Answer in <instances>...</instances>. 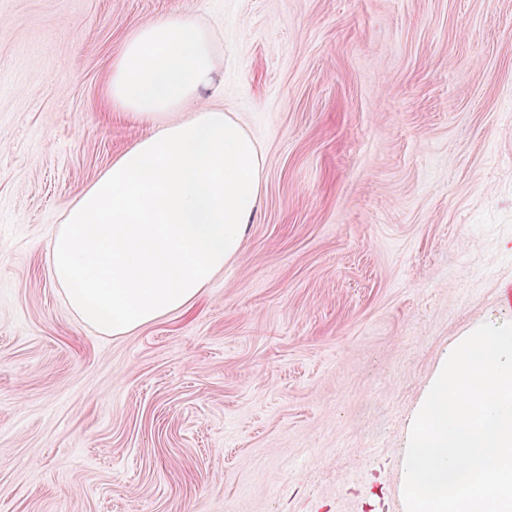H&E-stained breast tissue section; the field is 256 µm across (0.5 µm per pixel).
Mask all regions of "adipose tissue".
I'll use <instances>...</instances> for the list:
<instances>
[{"label":"adipose tissue","instance_id":"ef3b65f1","mask_svg":"<svg viewBox=\"0 0 512 512\" xmlns=\"http://www.w3.org/2000/svg\"><path fill=\"white\" fill-rule=\"evenodd\" d=\"M216 70L210 28L185 19L141 24L114 61L111 103L157 130L75 200L50 242L54 280L102 333L190 307L260 210L265 161L218 104Z\"/></svg>","mask_w":512,"mask_h":512}]
</instances>
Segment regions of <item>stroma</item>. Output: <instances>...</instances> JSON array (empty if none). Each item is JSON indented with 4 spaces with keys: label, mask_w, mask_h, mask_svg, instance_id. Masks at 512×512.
Segmentation results:
<instances>
[{
    "label": "stroma",
    "mask_w": 512,
    "mask_h": 512,
    "mask_svg": "<svg viewBox=\"0 0 512 512\" xmlns=\"http://www.w3.org/2000/svg\"><path fill=\"white\" fill-rule=\"evenodd\" d=\"M172 17L262 204L189 309L105 336L49 242L153 132L107 81ZM507 283L512 0H0V512H403L407 427Z\"/></svg>",
    "instance_id": "stroma-1"
}]
</instances>
